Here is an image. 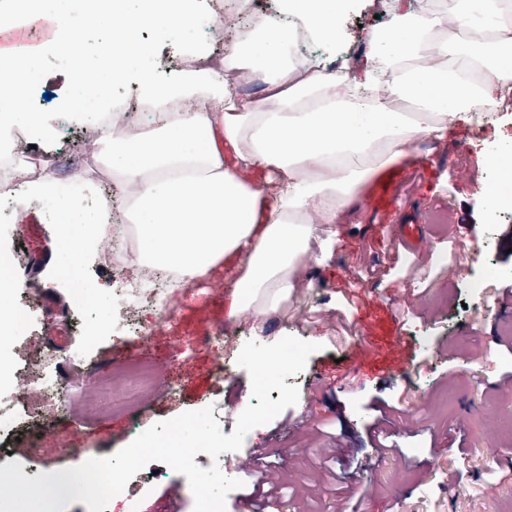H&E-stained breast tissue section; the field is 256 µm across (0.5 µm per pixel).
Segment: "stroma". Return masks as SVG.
<instances>
[{
  "instance_id": "1",
  "label": "stroma",
  "mask_w": 512,
  "mask_h": 512,
  "mask_svg": "<svg viewBox=\"0 0 512 512\" xmlns=\"http://www.w3.org/2000/svg\"><path fill=\"white\" fill-rule=\"evenodd\" d=\"M371 2L355 0L344 18L345 49L327 54L324 70L340 58L357 61L369 34L390 24ZM508 144L512 112L480 127L451 122L444 138L414 146L364 188L337 227L335 251L308 266L288 309L225 333V342L240 345L291 335L319 346L300 374L297 404L248 433L239 451L277 485L232 471L242 485L228 493L225 512L247 504L254 512H375L379 504L388 512H512V209L490 208L493 172L475 155L476 147L492 154ZM22 231L36 300L63 305L64 277L77 270L97 292V316L115 329L86 363L56 370L72 388L70 400L24 390L25 403L66 432L43 434L37 455H1L0 466L19 462L33 478L45 464L62 470L87 451L109 456L128 445L124 413L92 418L76 410L92 374L116 361L148 356L176 380L174 397L144 401L147 427L189 410L252 403L245 369L232 366L220 379L210 352L186 361L177 353L227 322L235 262L216 267L206 288L180 295L174 318L154 325L147 349L121 328L125 310L91 237L74 267L44 204L29 203ZM452 247L465 273L449 272ZM482 276L487 286L478 297L470 283ZM133 481L139 492L114 496L109 512H193L186 476L165 463H149Z\"/></svg>"
}]
</instances>
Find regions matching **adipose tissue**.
Returning <instances> with one entry per match:
<instances>
[{"label": "adipose tissue", "mask_w": 512, "mask_h": 512, "mask_svg": "<svg viewBox=\"0 0 512 512\" xmlns=\"http://www.w3.org/2000/svg\"><path fill=\"white\" fill-rule=\"evenodd\" d=\"M393 22L373 33L362 64L334 72L290 58L296 17L328 49L345 41L346 0H280L282 21H263L225 39L212 0H175L159 19L179 38L208 17L223 58L197 48L198 65L179 81L140 80L147 121L126 138H107L100 160L112 191L94 172L71 187L33 180L26 199L69 214L91 201L85 220L96 237L111 233L113 213L143 239V263L190 282L224 257L237 260L228 316L263 319L287 302L301 273L325 259L334 232L364 186L410 156L415 137L443 138L452 119L512 94V0H483L491 18L482 41L469 37L472 0H393ZM109 35L102 77L121 84L129 60L146 54L140 11L95 15ZM261 79L255 96L238 86ZM187 111H179L182 103ZM235 163L227 165L225 154Z\"/></svg>", "instance_id": "1"}]
</instances>
